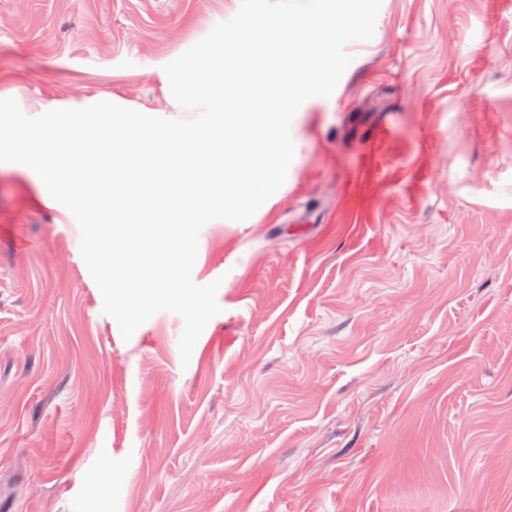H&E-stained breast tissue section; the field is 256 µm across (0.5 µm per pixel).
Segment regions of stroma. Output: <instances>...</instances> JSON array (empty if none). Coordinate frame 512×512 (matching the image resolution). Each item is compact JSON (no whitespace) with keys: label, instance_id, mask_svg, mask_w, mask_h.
I'll list each match as a JSON object with an SVG mask.
<instances>
[{"label":"stroma","instance_id":"35a3bbf8","mask_svg":"<svg viewBox=\"0 0 512 512\" xmlns=\"http://www.w3.org/2000/svg\"><path fill=\"white\" fill-rule=\"evenodd\" d=\"M240 0H0V98L193 118ZM281 188L199 237L222 308L123 340L69 211L0 166V512H512V0H382Z\"/></svg>","mask_w":512,"mask_h":512}]
</instances>
